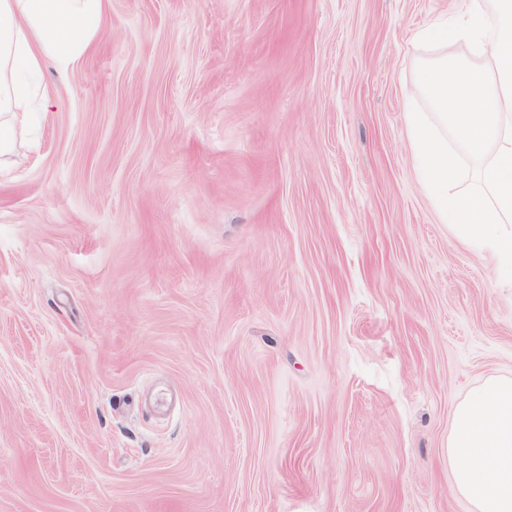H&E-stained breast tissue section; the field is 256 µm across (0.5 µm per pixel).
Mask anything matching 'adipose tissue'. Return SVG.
Returning <instances> with one entry per match:
<instances>
[{"mask_svg": "<svg viewBox=\"0 0 512 512\" xmlns=\"http://www.w3.org/2000/svg\"><path fill=\"white\" fill-rule=\"evenodd\" d=\"M105 0H0V170L33 113L48 109L42 64L67 72L89 49ZM454 489L473 512H512V375L455 403L448 435Z\"/></svg>", "mask_w": 512, "mask_h": 512, "instance_id": "1", "label": "adipose tissue"}]
</instances>
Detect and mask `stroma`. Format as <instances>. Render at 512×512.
<instances>
[{
	"instance_id": "obj_1",
	"label": "stroma",
	"mask_w": 512,
	"mask_h": 512,
	"mask_svg": "<svg viewBox=\"0 0 512 512\" xmlns=\"http://www.w3.org/2000/svg\"><path fill=\"white\" fill-rule=\"evenodd\" d=\"M457 0H108L0 174V512H470L512 283L415 170Z\"/></svg>"
}]
</instances>
